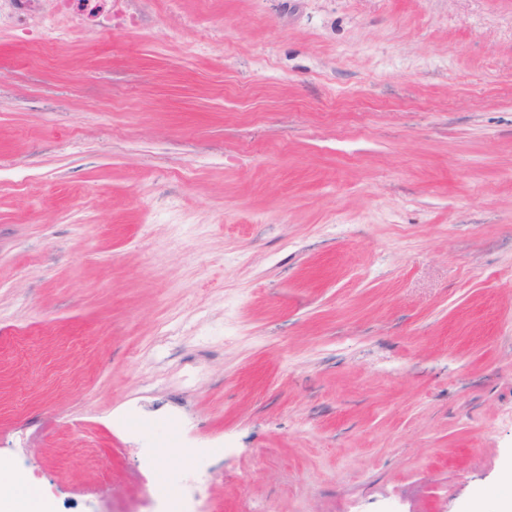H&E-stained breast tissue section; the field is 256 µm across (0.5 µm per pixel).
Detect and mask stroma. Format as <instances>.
Segmentation results:
<instances>
[{"instance_id": "obj_1", "label": "stroma", "mask_w": 512, "mask_h": 512, "mask_svg": "<svg viewBox=\"0 0 512 512\" xmlns=\"http://www.w3.org/2000/svg\"><path fill=\"white\" fill-rule=\"evenodd\" d=\"M42 0L0 26V463L43 512H501L512 0ZM165 497L167 498L166 512H187L183 507L182 481L177 475H165Z\"/></svg>"}]
</instances>
